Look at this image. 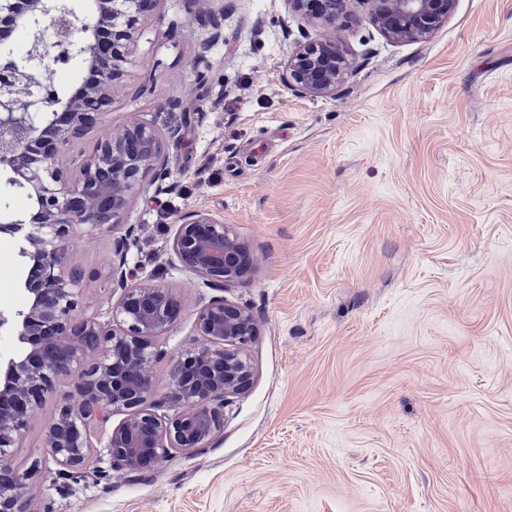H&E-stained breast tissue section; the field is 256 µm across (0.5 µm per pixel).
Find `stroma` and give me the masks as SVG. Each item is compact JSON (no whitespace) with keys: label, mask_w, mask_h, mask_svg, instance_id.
Segmentation results:
<instances>
[{"label":"stroma","mask_w":512,"mask_h":512,"mask_svg":"<svg viewBox=\"0 0 512 512\" xmlns=\"http://www.w3.org/2000/svg\"><path fill=\"white\" fill-rule=\"evenodd\" d=\"M223 5L222 38L195 65ZM80 160L130 118L153 124L161 193L136 192L126 268L183 305L153 364L164 395L202 346L205 287L174 266L178 219L211 213L247 245L224 298L259 324L250 389L191 456L131 474L92 438L81 477L33 476L31 512H512V0H456L426 42L393 43L353 6V70L334 95L288 89L286 0H161ZM181 108H173V101ZM178 137H170L171 129ZM71 256L82 314L105 320L113 233ZM56 383L13 465L43 458Z\"/></svg>","instance_id":"stroma-1"}]
</instances>
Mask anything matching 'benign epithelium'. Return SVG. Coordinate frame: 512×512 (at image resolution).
Wrapping results in <instances>:
<instances>
[{
	"mask_svg": "<svg viewBox=\"0 0 512 512\" xmlns=\"http://www.w3.org/2000/svg\"><path fill=\"white\" fill-rule=\"evenodd\" d=\"M161 0H0V179L5 191L24 192L32 211L13 208L0 195V233L22 234L18 256L30 267L22 282V309H0V333L16 337L19 351L0 358V512H26L28 481L39 467L21 471L11 449L20 447L28 424L55 392L62 376L76 380L79 399L61 401L44 430L45 459L63 469H84L90 428L105 429L112 466L129 473L151 467L174 452L192 454L209 444L224 424V408L252 383L247 346L257 320L244 304L222 296L201 297L195 327L205 345L177 360L170 389L156 397L153 362L157 341L181 313L167 288L134 282L125 270L127 242H112L109 280L120 290L111 317L101 322L78 314L84 273L69 261L74 236L84 226L115 228L136 188L152 170H166L157 131L134 119L97 142L76 169L63 157L86 131L112 111L114 91L126 76L139 22ZM297 15L326 28L316 41L297 42L288 53L285 85L310 98L331 95L353 70L336 21L362 4L372 23L392 42L429 40L448 21L454 0H287ZM38 33L35 49L17 54L18 28ZM222 37L219 25L199 44L206 61ZM75 61L96 79L70 95L44 80L60 63ZM42 108L38 119L28 109ZM175 265L220 289L239 279L250 261L246 245L212 214L192 211L178 220L172 242ZM124 415L112 427V416Z\"/></svg>",
	"mask_w": 512,
	"mask_h": 512,
	"instance_id": "benign-epithelium-1",
	"label": "benign epithelium"
}]
</instances>
